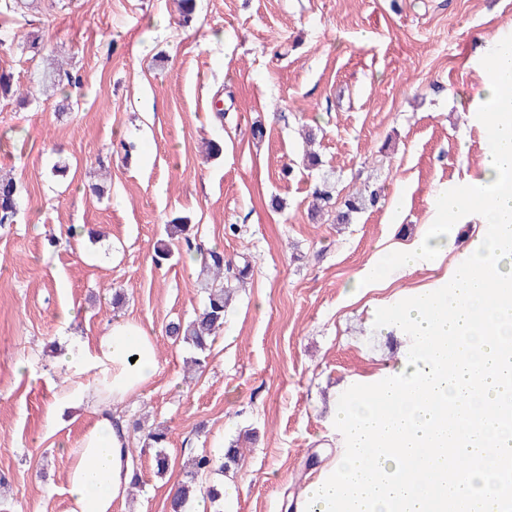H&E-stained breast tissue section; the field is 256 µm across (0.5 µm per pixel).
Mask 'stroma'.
<instances>
[{
    "mask_svg": "<svg viewBox=\"0 0 512 512\" xmlns=\"http://www.w3.org/2000/svg\"><path fill=\"white\" fill-rule=\"evenodd\" d=\"M497 33L512 35V0H197L188 23L175 0H0V74L29 94L0 95V175L18 186L15 221L0 226V512H66L65 450L94 416L58 403L71 379L45 347L93 341L116 288L118 315L154 336L159 361L120 412L168 429L169 468L137 456L127 512H167L187 461L248 429L257 440L238 465L198 485L233 482L234 512L298 503L345 446V386L397 363L404 340L384 321L443 275L347 288L379 251L417 238L439 185L480 176L488 142L472 107L486 77L473 61ZM30 36L37 48L22 49ZM50 55L71 75L52 88ZM308 130L322 160L310 171ZM207 141L220 156H203ZM325 176L336 197H381L348 224L312 216ZM179 216L250 266L197 373L194 349L166 330L201 311L200 267L177 244L154 263ZM78 224L102 239L75 244Z\"/></svg>",
    "mask_w": 512,
    "mask_h": 512,
    "instance_id": "stroma-1",
    "label": "stroma"
}]
</instances>
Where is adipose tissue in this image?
<instances>
[{
    "label": "adipose tissue",
    "instance_id": "adipose-tissue-1",
    "mask_svg": "<svg viewBox=\"0 0 512 512\" xmlns=\"http://www.w3.org/2000/svg\"><path fill=\"white\" fill-rule=\"evenodd\" d=\"M480 64L490 81L476 116L488 134L482 175L467 188L439 186L434 220L410 245L379 252L356 275L357 289L387 284L395 271L432 263L453 249L442 225L476 213L487 231L451 287L403 302L397 331L411 352L388 378L346 397L336 421L349 446L304 490L301 512H504L512 501V39L493 37ZM70 384L59 401L91 405L96 420L69 449L67 512H124L134 465L125 421L112 411L140 395L158 369L155 339L118 319L93 343L60 359ZM468 458L448 484V455Z\"/></svg>",
    "mask_w": 512,
    "mask_h": 512
}]
</instances>
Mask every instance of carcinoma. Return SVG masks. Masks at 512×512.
Instances as JSON below:
<instances>
[{
  "instance_id": "1",
  "label": "carcinoma",
  "mask_w": 512,
  "mask_h": 512,
  "mask_svg": "<svg viewBox=\"0 0 512 512\" xmlns=\"http://www.w3.org/2000/svg\"><path fill=\"white\" fill-rule=\"evenodd\" d=\"M314 199V213H322L332 210L336 213L335 220L338 224H348L353 215L361 212L367 207L375 206L378 203V193L370 191L367 196L349 195L341 202L334 200L328 179L314 187L312 193ZM18 210V188L11 179H0V225L14 222ZM165 234L170 242L183 243L186 250L195 248L192 235V225L184 219H178L171 224L165 225ZM201 267L203 279L201 288L205 294L204 307L201 312L192 320L182 323H172L168 332L177 340L192 345L198 352H205L217 332L224 326V317L227 306L231 300L233 291L228 284L227 274L230 271L231 262L224 258V252L212 248L201 253ZM141 447L154 448L156 453L154 461L156 470L159 473L168 468V457L160 451L167 440V429L158 425L144 432L140 437ZM240 455L239 444L233 443L219 457L201 454L192 459L193 472L218 471L224 472L231 466L237 464ZM197 494L194 481L190 480L180 484L178 493L171 497L169 502L170 512H184V508L191 498Z\"/></svg>"
}]
</instances>
